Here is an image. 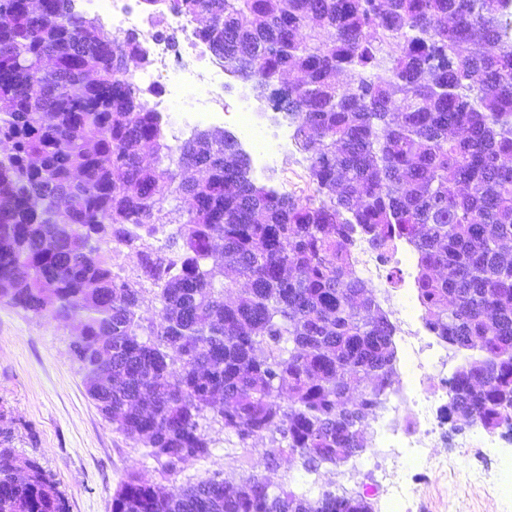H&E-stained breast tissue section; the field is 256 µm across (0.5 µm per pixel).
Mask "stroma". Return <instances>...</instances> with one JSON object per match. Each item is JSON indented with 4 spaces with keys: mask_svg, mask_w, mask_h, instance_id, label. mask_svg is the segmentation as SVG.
<instances>
[{
    "mask_svg": "<svg viewBox=\"0 0 512 512\" xmlns=\"http://www.w3.org/2000/svg\"><path fill=\"white\" fill-rule=\"evenodd\" d=\"M252 84L226 76L224 101L237 106L247 100L257 121L269 130L285 126V114L273 112L266 101L253 97ZM284 194L306 196L312 191L306 165L280 163L258 178ZM77 334L75 322L50 316L36 317L0 301V411L14 422L15 448L36 457L60 482L70 512H111L112 495L129 473L151 482L186 486L213 476L239 482L251 471L258 449L269 440L239 441L212 424L210 456L179 465L176 473L162 477L146 448L113 432L86 391V370L71 351ZM484 432L468 427L452 435L446 447L436 449L447 468L416 469L419 493L411 512H444L441 495H449L455 512H512V498L505 500L490 488L479 487L476 473L485 466L512 481V440L495 436L486 453L478 448ZM370 456L357 459L355 467H338L324 473L323 482L364 495L378 503Z\"/></svg>",
    "mask_w": 512,
    "mask_h": 512,
    "instance_id": "1",
    "label": "stroma"
}]
</instances>
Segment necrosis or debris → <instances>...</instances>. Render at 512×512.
<instances>
[{
  "instance_id": "obj_1",
  "label": "necrosis or debris",
  "mask_w": 512,
  "mask_h": 512,
  "mask_svg": "<svg viewBox=\"0 0 512 512\" xmlns=\"http://www.w3.org/2000/svg\"><path fill=\"white\" fill-rule=\"evenodd\" d=\"M139 0H73L75 12L97 19L101 30L113 39L137 35L144 43L150 64L140 75L149 87L162 88L163 111L173 113L175 121L188 128L204 123L229 120L239 139L246 141L257 169L277 163L286 147L285 137L270 134L255 122L248 109L226 112L224 108V62L195 34L196 23L175 11L161 13L139 7ZM352 251L358 266L379 290L380 303L388 305L394 319V342L401 353L399 386L380 416L381 427L394 450L393 471L381 472L377 488L385 493L384 512H409L407 502L413 492L403 475L428 456L429 449L446 445L445 418L432 416L433 396L447 392L446 383L435 382L430 373L443 354L439 341L426 336L424 324L416 315L407 292L409 267L414 247L398 244L392 254L399 267V279L390 282L381 273L382 264L363 242ZM419 413L423 424L414 440H406L400 424L401 412Z\"/></svg>"
}]
</instances>
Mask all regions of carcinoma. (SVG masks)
Masks as SVG:
<instances>
[{"label":"carcinoma","mask_w":512,"mask_h":512,"mask_svg":"<svg viewBox=\"0 0 512 512\" xmlns=\"http://www.w3.org/2000/svg\"><path fill=\"white\" fill-rule=\"evenodd\" d=\"M197 22L224 68L295 125L313 192L256 183L234 134L166 141L116 43L71 0H0V301L75 321L86 390L165 473L212 420L308 475L360 458L396 386L391 320L352 244L415 247L427 329L464 363L450 430L512 436V0H143ZM177 201L178 228L154 246ZM123 246L135 277L112 272ZM162 321L145 323L147 299ZM0 413V512H69ZM112 512H374L268 476L165 488Z\"/></svg>","instance_id":"carcinoma-1"}]
</instances>
